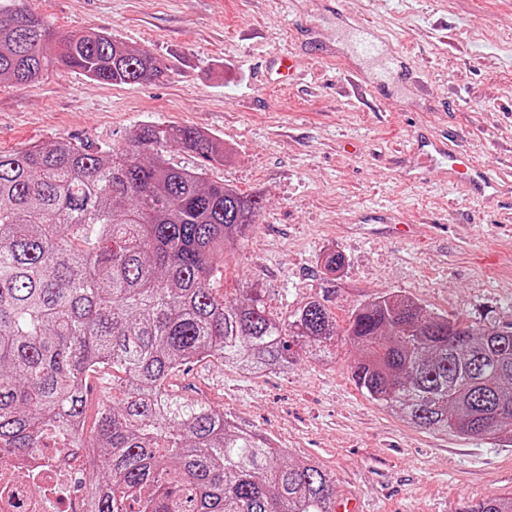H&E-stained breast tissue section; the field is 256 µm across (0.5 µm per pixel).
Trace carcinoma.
I'll use <instances>...</instances> for the list:
<instances>
[{"label": "carcinoma", "instance_id": "carcinoma-1", "mask_svg": "<svg viewBox=\"0 0 512 512\" xmlns=\"http://www.w3.org/2000/svg\"><path fill=\"white\" fill-rule=\"evenodd\" d=\"M51 68L112 84L170 72L111 33L59 37L27 0H3L0 80L24 86ZM169 146L224 162L214 137L154 123L122 147L0 154V449L33 455L49 433L87 449L90 512H336L335 482L316 461L293 462L169 380L205 359L284 373L292 347L323 359L341 337L357 347L356 386L409 423L512 443V323L474 326L385 294L354 308L341 334L317 298L282 317L255 288L216 297L218 263L263 199L169 165ZM105 368L122 374L123 397L103 386L89 431L85 379ZM464 512H512V495Z\"/></svg>", "mask_w": 512, "mask_h": 512}]
</instances>
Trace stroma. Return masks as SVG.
I'll return each instance as SVG.
<instances>
[{
	"label": "stroma",
	"mask_w": 512,
	"mask_h": 512,
	"mask_svg": "<svg viewBox=\"0 0 512 512\" xmlns=\"http://www.w3.org/2000/svg\"><path fill=\"white\" fill-rule=\"evenodd\" d=\"M61 34L91 28L164 60L168 79L97 82L50 71L18 88L0 82V152L66 139L124 145L143 123L187 125L224 145L202 167L168 148L176 166L262 196L244 244L212 280L232 298L257 288L286 315L327 293L338 327L357 303L396 292L434 315L480 326L512 323V0H30ZM381 28L403 55L393 81L382 60L350 49V27ZM301 63L289 83L280 55ZM388 85L378 112L341 96L352 68ZM453 147L501 180L495 199L464 197L419 168L416 134ZM340 252L338 277L324 252ZM288 373L252 377L216 362L188 365L170 386L224 409L240 428L333 474L339 501L367 512H461L512 493V446L421 430L364 395L355 349L322 364L296 352Z\"/></svg>",
	"instance_id": "obj_1"
}]
</instances>
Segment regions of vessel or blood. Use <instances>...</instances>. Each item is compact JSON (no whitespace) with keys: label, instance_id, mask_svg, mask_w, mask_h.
<instances>
[{"label":"vessel or blood","instance_id":"vessel-or-blood-1","mask_svg":"<svg viewBox=\"0 0 512 512\" xmlns=\"http://www.w3.org/2000/svg\"><path fill=\"white\" fill-rule=\"evenodd\" d=\"M353 50L368 57L383 55L385 40L371 21H363L353 28L351 33ZM384 56V55H383ZM415 153L421 167L436 168L447 163L448 177L459 188L476 197H496L499 185L486 166L471 160L467 155L452 149L448 141L428 137H417Z\"/></svg>","mask_w":512,"mask_h":512}]
</instances>
